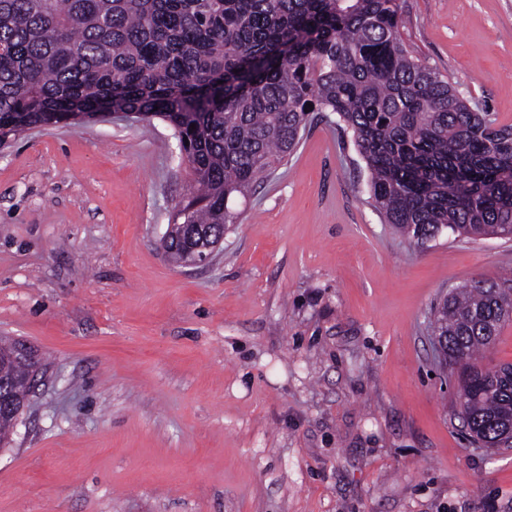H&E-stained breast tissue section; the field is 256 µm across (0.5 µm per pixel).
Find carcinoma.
I'll return each mask as SVG.
<instances>
[{
  "label": "carcinoma",
  "mask_w": 512,
  "mask_h": 512,
  "mask_svg": "<svg viewBox=\"0 0 512 512\" xmlns=\"http://www.w3.org/2000/svg\"><path fill=\"white\" fill-rule=\"evenodd\" d=\"M402 26L398 0H0V148L103 105L158 118L191 177L171 223L194 233L232 223L229 201L331 112L384 223L418 242L512 228V126L412 55ZM510 320L509 293L485 281L433 311L462 418L491 449L512 439V363L488 368L481 353ZM20 345L0 341V395L18 402L33 388Z\"/></svg>",
  "instance_id": "carcinoma-1"
}]
</instances>
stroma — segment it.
I'll return each mask as SVG.
<instances>
[{"instance_id": "35a3bbf8", "label": "stroma", "mask_w": 512, "mask_h": 512, "mask_svg": "<svg viewBox=\"0 0 512 512\" xmlns=\"http://www.w3.org/2000/svg\"><path fill=\"white\" fill-rule=\"evenodd\" d=\"M402 38L512 124V0H399ZM164 122L0 149V339L44 367L0 512H512V450L471 444L430 310L512 282V240L381 223L324 112L203 265L162 237L188 189Z\"/></svg>"}]
</instances>
